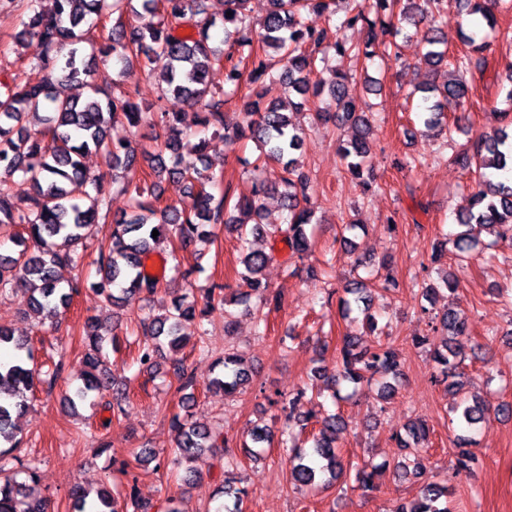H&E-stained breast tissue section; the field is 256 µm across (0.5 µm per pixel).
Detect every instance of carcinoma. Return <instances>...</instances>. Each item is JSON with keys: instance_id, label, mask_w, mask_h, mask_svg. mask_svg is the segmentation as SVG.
<instances>
[{"instance_id": "obj_1", "label": "carcinoma", "mask_w": 512, "mask_h": 512, "mask_svg": "<svg viewBox=\"0 0 512 512\" xmlns=\"http://www.w3.org/2000/svg\"><path fill=\"white\" fill-rule=\"evenodd\" d=\"M333 0H270L269 12L257 23L247 12L248 0H224L221 21L210 13L209 0H52V8L45 12L40 0H26L28 19L22 22L18 39L32 38L42 47L37 65L41 74L36 80H15L4 86L0 94V234L22 246L15 254L0 255V291L20 286L27 293L26 305L43 320H52L60 310L69 306L78 284L63 286L58 269L77 268L82 264L87 240L94 224L108 217V193L104 183L91 176L84 167L83 158L90 152L104 157L108 165L125 172L132 171L138 157L149 158L152 153L138 148L135 139L114 141L108 129L119 118L132 128H139L145 118L159 126L165 136V149L172 154L171 165L159 163L153 167L157 179L167 176L187 184L189 202L181 207L158 208L156 184L124 186L131 191V205L125 214L112 224L108 250H100L97 273L100 280L94 290L115 310L124 309L141 295L148 299L157 291L160 279L146 270L145 259L160 252L161 243L176 239L181 248L198 242L211 241L207 226L223 224L237 234L240 244L248 237L267 232L261 222L262 198L268 194L283 195L288 216L286 223L275 227V232L288 245L291 256L304 259L310 249L307 226L312 224L311 198L313 186L308 172L299 167L296 154L302 150L303 139L295 129L289 110H302L311 103L320 102L326 108L318 113L325 122L349 124L355 129L351 140L339 147L349 177L363 187H369L367 178L373 175L368 137L372 130L369 113L359 108L354 97L352 77L336 69L317 68L316 51L328 39L329 7ZM440 0H406L401 20L420 34L425 47L422 62L437 68L447 61V50L435 24L422 27L439 6ZM398 0H353L351 9L340 23L342 28L360 27L363 39L349 44L336 39L331 45L338 55H349L364 63L373 61L376 46L383 44L392 51V43L385 40L390 34L401 33L394 23V7ZM456 6L469 16H480L486 26L496 30L492 0H456ZM145 12L158 17V22L145 26L129 25L113 32L108 42L98 47L99 58L82 56L80 44L86 41L85 25L92 16L101 20L113 14L135 15ZM224 29V41L231 51L224 54L211 45L210 30ZM468 51L457 56L454 66L482 73L487 66L484 52L487 45L473 35L464 36ZM279 57L281 67L270 63L269 52ZM117 56L127 65L142 64L152 71L163 96L173 95L191 106L200 107L195 123L204 130L234 140H249L257 144L265 160L273 163V175L255 183L250 196L233 199L230 189L223 185V172H215L211 164L197 165L207 147L204 138L192 147L198 153L197 161H189L181 153L184 135V114L181 112H144L138 90L127 87L118 92L111 83L104 82L91 88L84 100L60 97L53 92L56 73L61 78L84 84L86 75L97 62L107 64ZM224 74V83L238 85L241 80L251 86L254 99L249 101L240 122L228 123L224 106L234 90H225L215 82V75ZM278 80L288 87L290 97L286 104L260 106L262 89L266 82ZM472 94V87L450 80L442 89H426L419 105V119L429 130L448 134L446 111L459 107ZM50 108L46 116L40 111ZM464 169L477 177L469 208L458 216V232L451 242L463 257L478 245L473 227L478 226L495 239L512 242V181L493 178V172L512 170V119L493 131L482 132L473 140L471 150L456 158ZM22 231H13V228ZM157 237H152L153 231ZM271 256L260 250L242 248L240 279L251 295L262 306L279 307L281 296L272 292L263 282L261 273ZM459 280L444 274L440 280H428L423 297L430 301L445 288L453 293ZM346 297L339 299L341 310L349 314L358 310L366 320L370 332L382 335L378 322L371 313L375 289L362 281L345 289ZM226 304L223 295L209 290L201 296L185 293L176 296L162 312L143 313L140 328L150 338L138 349L137 362L144 371L152 370L157 359L167 352L170 369L178 382V391L196 386V379L185 360L179 357L190 336L186 330L197 317H206ZM434 321L445 331L448 339L433 349V358L440 366L435 382L453 389L460 386L459 365L469 349V336L464 321L447 309L434 316ZM86 362L88 374L71 395L64 398L65 406L75 411L86 403L95 405L97 398L110 390L114 383L112 372L102 359V350L114 341L111 332L101 330L89 319L85 323ZM15 352L11 362L0 363V474L16 460L14 417L24 415L30 404L27 392L34 386L36 370L29 341L12 334L0 325V349ZM221 372L212 377L206 388L221 389L224 394L243 391L250 383L252 372L241 355L226 352L215 360ZM312 377L324 381L333 389L332 396L340 399L336 386L347 383L358 386L376 378L381 380V397L387 399L396 391L404 377L399 353L377 340L374 345L362 344L353 336L341 341L336 369L316 366ZM313 388L305 386L281 402L285 429L280 440L289 449L288 474L291 482L315 490L330 485L344 471L343 456L336 450V434L345 427L343 417L329 414L311 430V444L301 448L293 441L291 426L308 428L315 417L306 409L312 403ZM458 420L470 429L482 422V409L476 402L462 398L454 409ZM190 412L172 416L176 433V448L168 463L176 466L206 448L224 449V483L218 494L224 497V512H243L248 498L245 488L229 476L237 466L235 456L227 450L228 440L208 427L189 421ZM430 428L420 419L407 423L404 432L396 435L397 447L413 457V464L397 463L400 478L409 475L420 478L423 468L415 457L421 444L429 440ZM251 447L271 446L273 434L265 426H254L249 431ZM472 441L462 437L456 444L454 459L449 469L454 476L472 472L481 462L471 448ZM378 465L363 464L356 472V482L363 491L374 489V474ZM136 476H131L124 492H112L103 487L93 504L95 512H151L152 506L143 501L136 491ZM448 489L437 482H422L419 498L409 504L399 503L392 512H453L448 506ZM0 512H48L43 500H29L23 495V483L6 476L0 480Z\"/></svg>"}]
</instances>
